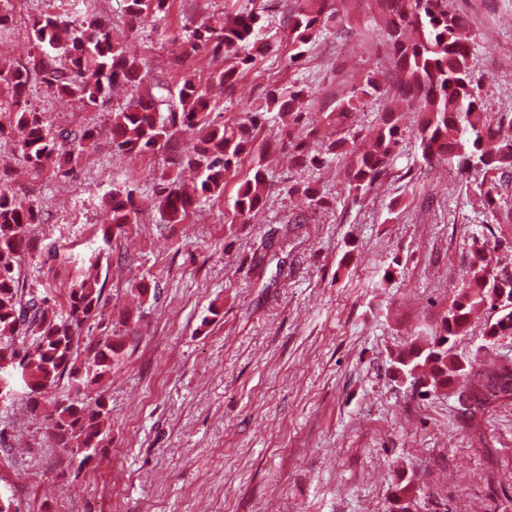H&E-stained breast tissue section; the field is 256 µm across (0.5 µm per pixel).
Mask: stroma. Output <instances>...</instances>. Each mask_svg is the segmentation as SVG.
Masks as SVG:
<instances>
[{"instance_id":"35a3bbf8","label":"stroma","mask_w":512,"mask_h":512,"mask_svg":"<svg viewBox=\"0 0 512 512\" xmlns=\"http://www.w3.org/2000/svg\"><path fill=\"white\" fill-rule=\"evenodd\" d=\"M81 0H19L0 28V54L30 47L33 18ZM474 37L472 73L491 111L512 114V0H449ZM298 0H268L279 49L258 58L232 94L213 90L216 122L233 124L289 82L311 92L321 118L367 73L393 76L379 40L380 9L348 6L336 28L291 66L288 16ZM239 0H175L165 38L130 27L105 0L98 14L149 76L177 86L208 83L206 53L180 58V38ZM54 129L93 123L103 134L80 169L33 173L17 135L0 138V183L41 213L23 276L64 304L76 269L98 250L109 266L102 316L84 337L122 346L111 373L91 389L108 410L106 439L84 465L51 434L54 404L30 408L24 389L0 402V491L18 512H390L398 478L414 482V512H512V399L469 417L454 397L419 396L398 377L394 353L430 335L469 264L473 237L512 273V224L485 223L473 190L447 167H428L406 138L381 184L352 203L342 191L346 157L319 170L269 164L264 208L247 224L233 200L242 162L220 198L187 223L158 214L154 175L182 176L189 133L170 149L114 153L107 111L35 98ZM130 182L143 213L103 246L112 185ZM296 183L316 185L329 207L310 211ZM57 247L58 257L47 250Z\"/></svg>"}]
</instances>
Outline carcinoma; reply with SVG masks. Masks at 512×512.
I'll return each mask as SVG.
<instances>
[{"mask_svg": "<svg viewBox=\"0 0 512 512\" xmlns=\"http://www.w3.org/2000/svg\"><path fill=\"white\" fill-rule=\"evenodd\" d=\"M386 25L382 34L397 80L383 84L376 74L351 87L348 94L326 113L322 139L312 144L305 133V100L309 90L292 83L288 90L277 86L265 94L266 109L254 112L232 125H217L209 88L188 75L170 90L156 83L141 94L147 72L128 54L124 43L112 36V27L97 13L85 10L75 16L46 11L33 20V53L23 65L0 56V135L5 128L22 133L20 149L28 168L39 170L51 164L64 173L74 171L82 155L98 148L101 131L93 125L52 132L32 96L42 88L68 98L83 109L102 108L111 102L112 91L127 86L136 93L112 108L109 134L112 147L123 154H141L169 145L177 134H195L193 146L180 165L196 172L188 188L162 174L155 178L162 220L184 224L202 203L220 196L232 169L242 157L253 166L239 184L234 213L247 224L264 204L270 188L268 144L257 141L261 120L276 111L285 129L281 146L299 166L321 169L337 156H350L347 165V195L368 193L386 176L405 137L397 110L389 108L381 123L368 132L372 149L357 153L348 148L352 113L369 99H393L417 104L420 118L409 131L418 142L426 164L458 159L456 175L480 176L474 192L482 198L487 215L512 223V206L502 204L499 183L512 172V116L487 111L478 82L470 67V41L463 16L448 9V0H383ZM171 0H121V11L131 24L149 22L157 28L166 17ZM337 0H305L288 18L291 63L303 59L320 32L337 22ZM264 8L245 0L232 13H214L188 32L183 42L185 56L205 51L221 59L224 67L211 73V82L227 92L270 51L265 40ZM287 193H300L308 207H326V196L315 186L293 185ZM112 223L102 225L103 240L140 223V209L133 191L112 187L106 196ZM40 222L34 204H22L0 184V400L26 388L32 402L60 388L67 389L56 403L52 418L54 437L70 449L71 457L86 463L87 448L102 443V417L108 414L100 400L85 402L86 392L112 370L120 352L112 338L89 340L85 350L92 364L77 366L84 324L101 307L103 285L78 272L71 279L65 309L47 304L36 289L20 278L21 260L29 248V226ZM488 306L497 318L486 335L512 336V275L493 264L488 242L475 238L470 249L469 270L455 298L440 315L431 336L398 353L394 364L412 379L426 396L450 392L470 413L512 397V359L488 361L478 355L459 358L453 353L458 336L469 327L475 310ZM414 483L397 479L396 512H410Z\"/></svg>", "mask_w": 512, "mask_h": 512, "instance_id": "1", "label": "carcinoma"}]
</instances>
